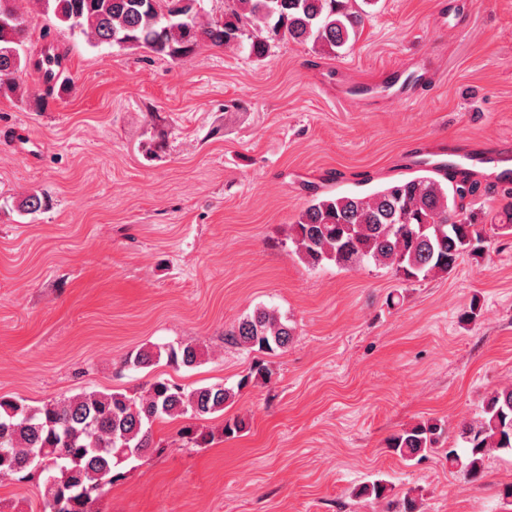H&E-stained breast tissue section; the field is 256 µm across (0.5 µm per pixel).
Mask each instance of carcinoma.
Here are the masks:
<instances>
[{"mask_svg":"<svg viewBox=\"0 0 512 512\" xmlns=\"http://www.w3.org/2000/svg\"><path fill=\"white\" fill-rule=\"evenodd\" d=\"M362 5H357V2ZM200 0H36L70 33L94 46L145 49L158 56L185 61L207 45L226 48L248 41L250 54L265 56L275 41L310 43L328 56H339L355 41L366 11L377 0H226L224 21H199ZM27 27L15 0H0V95L16 92L20 75L33 67L43 82L55 85V69L65 54L48 49L34 57L25 49ZM445 180L463 199L476 192L470 171L447 165ZM288 239L296 257L310 265L332 262L344 269L367 263L394 269L404 281L446 274L464 255L484 254L488 233L478 214L448 205V185L422 176L398 180L368 195L315 197L290 225ZM295 328L276 311L257 308L224 331L225 341L249 353L275 355L288 348ZM198 346L143 348L125 360L134 369L149 368L166 358L175 369L199 360ZM273 372L255 362L237 389L222 385L186 387L156 379L133 394L96 390L51 399L37 407L0 397V481L13 479L41 458L47 472L43 512H96V503L116 479L115 468L130 460L127 452L151 447L152 427L167 419L198 421L229 406L236 391L255 381L271 380ZM186 444H209L198 428L180 431ZM445 425L427 420L388 439L405 461L439 449ZM459 436L463 451L443 449L448 468L474 483L485 473L493 451L512 452V388L491 392L476 417L464 423ZM391 487L374 480L359 494L384 499Z\"/></svg>","mask_w":512,"mask_h":512,"instance_id":"1","label":"carcinoma"}]
</instances>
